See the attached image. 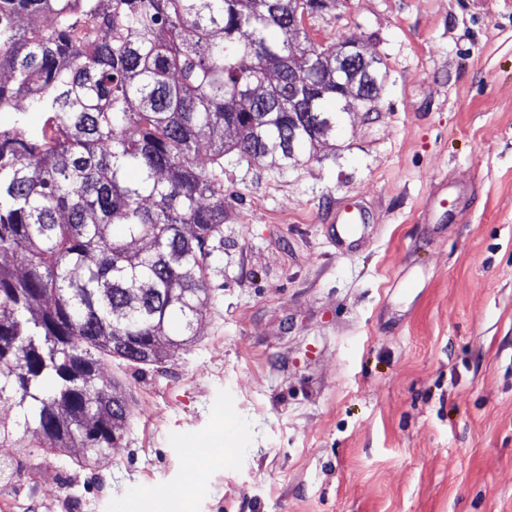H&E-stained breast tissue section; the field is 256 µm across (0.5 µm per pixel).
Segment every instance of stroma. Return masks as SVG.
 I'll return each mask as SVG.
<instances>
[{"mask_svg":"<svg viewBox=\"0 0 512 512\" xmlns=\"http://www.w3.org/2000/svg\"><path fill=\"white\" fill-rule=\"evenodd\" d=\"M305 29L364 40L378 97L294 167L225 156L194 342L104 358L131 425L89 465L0 449L12 512H512V0H335ZM216 431L232 465L188 453Z\"/></svg>","mask_w":512,"mask_h":512,"instance_id":"35a3bbf8","label":"stroma"}]
</instances>
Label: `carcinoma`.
Here are the masks:
<instances>
[{"label": "carcinoma", "mask_w": 512, "mask_h": 512, "mask_svg": "<svg viewBox=\"0 0 512 512\" xmlns=\"http://www.w3.org/2000/svg\"><path fill=\"white\" fill-rule=\"evenodd\" d=\"M335 0H0V401L38 452L107 453L129 426L100 350L132 364L196 335L224 224V155L284 169L336 131L288 14ZM41 115L32 125L28 113ZM323 86L324 83L313 77V74L307 77H296L292 81V94L295 96L293 101L304 97L312 103L322 92Z\"/></svg>", "instance_id": "cac0c4a2"}]
</instances>
